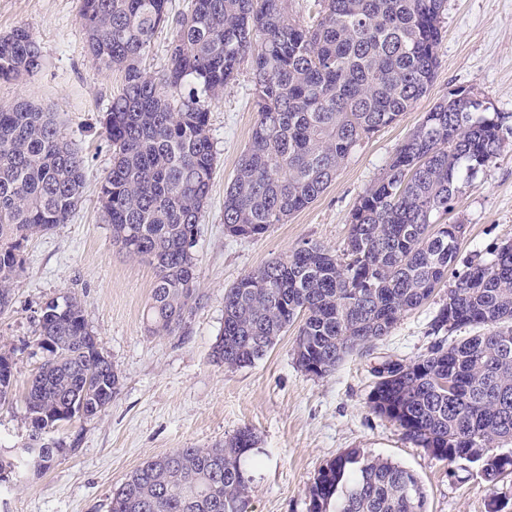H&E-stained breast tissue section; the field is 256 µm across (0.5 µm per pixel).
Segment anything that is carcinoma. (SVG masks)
Here are the masks:
<instances>
[{"mask_svg": "<svg viewBox=\"0 0 512 512\" xmlns=\"http://www.w3.org/2000/svg\"><path fill=\"white\" fill-rule=\"evenodd\" d=\"M447 0H322L317 21L294 19L288 0H192L176 21L158 77L141 63L168 0H82L79 33L102 67L124 83L103 117L113 147L99 199L112 239L148 262L155 282L146 319L156 336L176 334L200 304L194 247L216 166L209 104L251 57L257 118L224 193V228L252 238L312 204L360 142L428 91L437 67ZM44 55L20 26L0 35V81L40 70ZM482 101L448 98L425 113L385 174L361 196L341 253L305 242L224 292V327L212 351L229 368L263 358L300 322L293 355L323 376L351 351L392 332L454 273L432 319L427 354L378 381L374 412L450 464L472 452L489 482L512 474V243L457 272L461 224H442L457 184L499 154L512 128ZM85 162L61 136L53 113L21 101L0 110V311L23 271L29 236L69 223L83 198ZM43 361L22 396L26 422L52 430L71 408L91 417L117 394L121 376L99 348L81 302L67 295L37 318ZM475 334L457 343L445 335ZM11 356L0 353V401L15 392ZM256 445L249 428L215 448H179L151 458L112 493L110 512H248ZM12 461L41 470L66 453L45 442ZM309 512H426L411 470L352 448L322 467L308 490Z\"/></svg>", "mask_w": 512, "mask_h": 512, "instance_id": "1", "label": "carcinoma"}]
</instances>
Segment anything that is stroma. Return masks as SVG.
Masks as SVG:
<instances>
[{
    "label": "stroma",
    "mask_w": 512,
    "mask_h": 512,
    "mask_svg": "<svg viewBox=\"0 0 512 512\" xmlns=\"http://www.w3.org/2000/svg\"><path fill=\"white\" fill-rule=\"evenodd\" d=\"M190 2L170 0L171 22L158 28L143 61L148 73L164 69L172 21ZM80 12L81 0H0V34L26 27L45 58L35 75L0 83V109L28 100L54 112L63 136L83 157L87 177L71 221L29 237L20 248L24 270L10 307L0 312V353L14 362L18 392L0 403V453L21 455L28 440L19 395L43 361L37 317L46 302L66 294L81 301L91 332L120 372L121 387L98 415L51 431L66 455L41 475L24 470L0 486V512H109L113 490L145 460L179 448H212L246 427L257 436L247 459L252 512H307V489L319 470L352 448L413 470L423 482L428 512H487L493 498L512 512V477L492 484L475 464L433 457L368 403L383 360L427 354L434 341L431 320L447 288L404 314L389 336L322 377L296 364L294 325L251 366L230 368L212 358L224 324L225 290L302 243L342 251L360 197L424 113L451 90H471L489 112L512 115V0H448L427 93L357 146L309 207L255 239L224 229V190L256 121L253 71L243 60L235 81L210 106L217 161L195 247L202 300L172 336L149 332L144 310L154 271L113 243L99 202V185L112 166L102 117L123 75L88 55L78 32ZM441 221L464 227L461 268L512 241V137L494 163L461 186Z\"/></svg>",
    "instance_id": "1"
}]
</instances>
